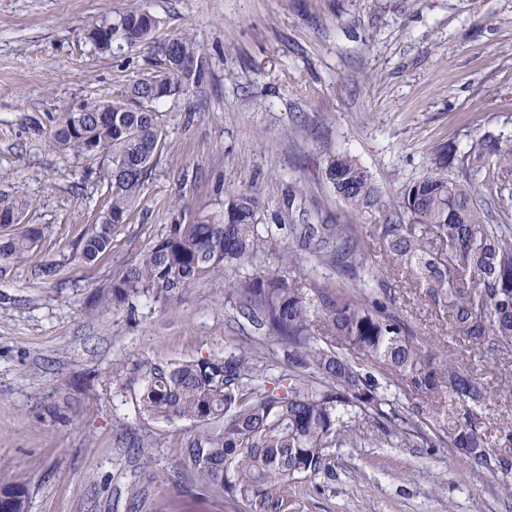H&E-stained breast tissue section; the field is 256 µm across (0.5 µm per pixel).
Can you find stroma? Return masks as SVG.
Wrapping results in <instances>:
<instances>
[{
	"label": "stroma",
	"instance_id": "1",
	"mask_svg": "<svg viewBox=\"0 0 512 512\" xmlns=\"http://www.w3.org/2000/svg\"><path fill=\"white\" fill-rule=\"evenodd\" d=\"M157 20L150 41L102 50L92 30L132 2ZM199 46L183 94L162 100L167 149L138 201L90 263L80 241L107 210L108 157L59 149L63 112L120 94L157 70L181 34ZM512 138V0H0V193L20 196L23 225L42 238L0 275V486L27 490L28 512H225L222 501L170 475L186 422L138 419L130 370L255 350L269 374L283 365L239 329L224 281L198 284L168 310L97 306L125 264L170 225L222 213L252 188L264 224H351L365 242L397 211L404 185L440 146L462 156L485 134ZM349 153L380 191V208L348 212L324 170ZM48 261L56 278L40 277ZM393 313L447 351L494 397L479 420L499 455L512 426V354L494 359L453 335L422 289L401 288ZM148 436L146 454L128 433ZM279 512H512V472L475 471L450 446L338 448L330 472L288 484Z\"/></svg>",
	"mask_w": 512,
	"mask_h": 512
}]
</instances>
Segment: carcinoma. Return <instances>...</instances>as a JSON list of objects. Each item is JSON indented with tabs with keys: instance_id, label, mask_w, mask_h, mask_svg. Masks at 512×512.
I'll return each instance as SVG.
<instances>
[{
	"instance_id": "cac0c4a2",
	"label": "carcinoma",
	"mask_w": 512,
	"mask_h": 512,
	"mask_svg": "<svg viewBox=\"0 0 512 512\" xmlns=\"http://www.w3.org/2000/svg\"><path fill=\"white\" fill-rule=\"evenodd\" d=\"M156 19L133 6L116 24L92 32L97 46L150 39ZM163 67L133 80L110 100L80 103L52 131L60 149L87 157H110L103 173L110 187L107 213L80 243L79 263L96 260L112 246L115 229L129 216L159 154L166 147L155 105L184 92V79L198 61L199 46L184 34L170 42ZM432 171L405 185L399 213L380 225L372 262L351 224H261L257 198L246 188L224 200V215L195 224H173L168 234L126 265L99 296L107 307L135 308L141 296L161 306L182 301L198 283L222 279L233 290L236 312L256 333L254 343L274 344L288 365L279 377L267 375L240 351L166 364H145L136 380L139 417L189 421L173 467V486H192L224 501H239L251 512L279 508L273 491L331 470V449L357 447L371 431L386 443L415 439L433 448L434 430L474 470L507 471L512 461L492 450L477 425L491 391L478 376L434 360L416 343L399 317L384 313L386 303L366 288L391 274L426 295L448 313L451 332L512 353V139L485 135L470 145L461 173L451 171L448 154L431 159ZM325 176L353 213L374 208L379 191L369 172L352 156L328 157ZM17 196L0 194V218L22 214ZM41 230L0 235V274L37 244ZM282 266L307 263L304 279L319 265L336 268V286L285 279L261 265L279 243ZM341 346L380 368L386 382H405L415 395L444 405L422 418L416 405L387 412L379 386L363 367L336 350ZM0 512H27L21 482L0 487Z\"/></svg>"
}]
</instances>
